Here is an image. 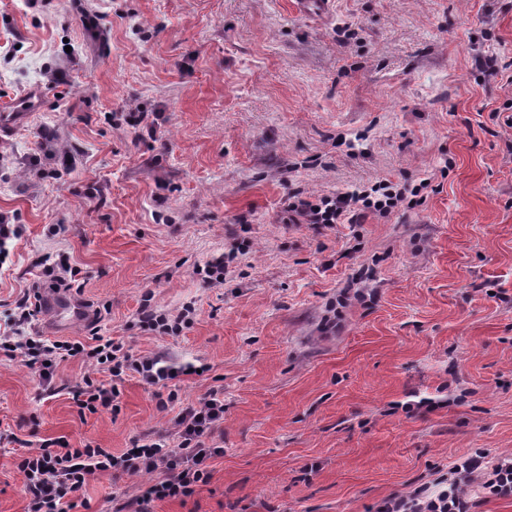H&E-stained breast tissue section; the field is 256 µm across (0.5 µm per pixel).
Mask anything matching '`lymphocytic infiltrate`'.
<instances>
[{
    "mask_svg": "<svg viewBox=\"0 0 512 512\" xmlns=\"http://www.w3.org/2000/svg\"><path fill=\"white\" fill-rule=\"evenodd\" d=\"M431 186L430 179L419 184H400L388 179L369 186L310 200L296 194L284 200V210L292 224H340L356 220L370 211L381 216L390 214L407 198L421 197ZM40 310L30 298L18 301L11 334L0 336V353L20 360L37 370L43 385H50L59 360L81 356L95 370H104L114 378L126 373L138 374L149 386L172 381L183 375L182 367L162 357H133L122 342L114 339L91 346L80 341H53L20 336L21 327L31 324ZM224 420V400L219 393H209L198 402L188 404L175 419L179 444L170 448L162 443L143 444L116 456L102 448L55 447L43 441L39 447L24 450L17 467L25 477L28 502L25 512H74L73 493L99 471L122 470L131 474H158L159 479L134 500L135 512H150L152 501L168 497L191 496L198 484L207 482L209 459L221 456L222 448L209 438ZM481 457L465 460L447 485L431 488L420 486L409 493L392 497L378 512H470L471 503L464 487L469 476L482 465Z\"/></svg>",
    "mask_w": 512,
    "mask_h": 512,
    "instance_id": "f902f5d3",
    "label": "lymphocytic infiltrate"
}]
</instances>
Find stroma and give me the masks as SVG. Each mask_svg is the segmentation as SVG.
Here are the masks:
<instances>
[{"instance_id": "obj_1", "label": "stroma", "mask_w": 512, "mask_h": 512, "mask_svg": "<svg viewBox=\"0 0 512 512\" xmlns=\"http://www.w3.org/2000/svg\"><path fill=\"white\" fill-rule=\"evenodd\" d=\"M39 93L0 137V333L37 280L82 321L26 334L163 355L179 401L81 357L53 389L0 353V512H24L17 455L60 439L119 455L177 446L182 406L224 395L223 456L153 512H376L486 452L512 457V0H0V102ZM436 192L329 228L288 223L380 178ZM59 234H51L52 226ZM223 257V283L205 281ZM194 307L168 335L143 325ZM119 409L79 414L86 376ZM153 475L108 470L74 512H113ZM43 265V275L45 277H49L53 283H55V288L57 286H65V288H72L71 281H75V277L78 273L71 267L68 266L65 262L60 261L56 264H42ZM149 299H144V303L140 307V322L147 324L154 329H160L164 333L176 335L179 334L184 327H187L193 321L191 314L193 310L190 307H184L175 316L158 312L154 309Z\"/></svg>"}]
</instances>
